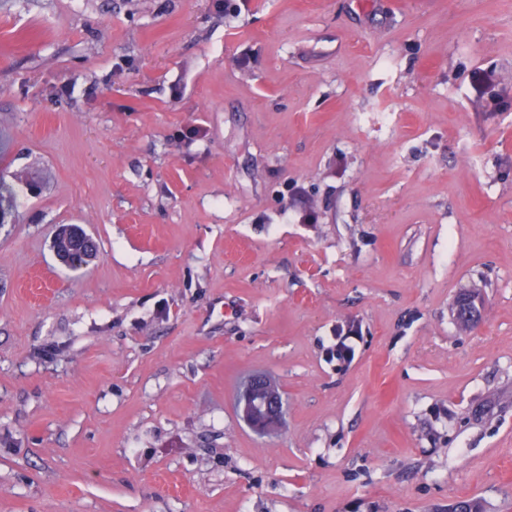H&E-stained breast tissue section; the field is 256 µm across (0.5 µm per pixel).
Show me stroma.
Masks as SVG:
<instances>
[{
    "label": "stroma",
    "mask_w": 512,
    "mask_h": 512,
    "mask_svg": "<svg viewBox=\"0 0 512 512\" xmlns=\"http://www.w3.org/2000/svg\"><path fill=\"white\" fill-rule=\"evenodd\" d=\"M236 2L0 0V512H512V0ZM56 247L54 252L63 263L69 261L71 256L79 253L87 262V266L97 252L96 242L78 224H69L60 229L54 238ZM274 389L280 392L268 377L256 374L241 390L239 404L243 417L259 432H268L279 423L283 401ZM255 404L261 405L258 412L253 409Z\"/></svg>",
    "instance_id": "obj_1"
}]
</instances>
